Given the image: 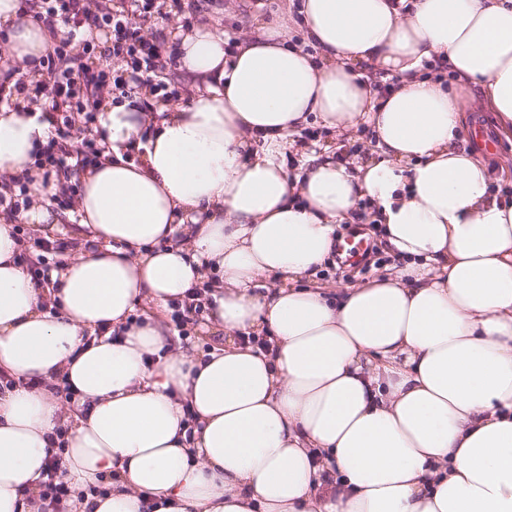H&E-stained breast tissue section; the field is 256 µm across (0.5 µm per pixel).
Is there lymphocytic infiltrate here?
<instances>
[{
	"mask_svg": "<svg viewBox=\"0 0 512 512\" xmlns=\"http://www.w3.org/2000/svg\"><path fill=\"white\" fill-rule=\"evenodd\" d=\"M35 10L34 17L54 39V46L39 65L37 82L19 77L14 90L23 98L42 104L41 119L51 134L36 152L35 165L43 181L72 167H85L103 151L92 127L104 99L112 90H149L155 97L176 95L165 81L167 66L175 55H164L161 44L147 38L137 19L151 18L164 5L160 0H24ZM107 33L108 44L85 38L84 29ZM15 233L26 248L22 260L36 286L47 277L42 271L45 256L67 248L61 241L33 237L24 225Z\"/></svg>",
	"mask_w": 512,
	"mask_h": 512,
	"instance_id": "f902f5d3",
	"label": "lymphocytic infiltrate"
}]
</instances>
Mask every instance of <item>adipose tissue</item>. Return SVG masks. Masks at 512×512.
Instances as JSON below:
<instances>
[{"instance_id": "obj_1", "label": "adipose tissue", "mask_w": 512, "mask_h": 512, "mask_svg": "<svg viewBox=\"0 0 512 512\" xmlns=\"http://www.w3.org/2000/svg\"><path fill=\"white\" fill-rule=\"evenodd\" d=\"M300 14L301 47L283 23L178 29L188 99L100 113L107 150L75 176L91 246L47 288L14 226L64 221L34 166L48 125L0 109V174L34 177L28 209L0 214V512H42L61 427L69 512H512V199L464 139L478 100L512 131V0ZM0 34V82L38 76L51 39L21 0H0ZM433 59L450 81L424 76ZM313 120L367 126L373 158L298 142ZM361 208L398 265L308 282ZM206 281L231 340L198 354L163 313Z\"/></svg>"}]
</instances>
